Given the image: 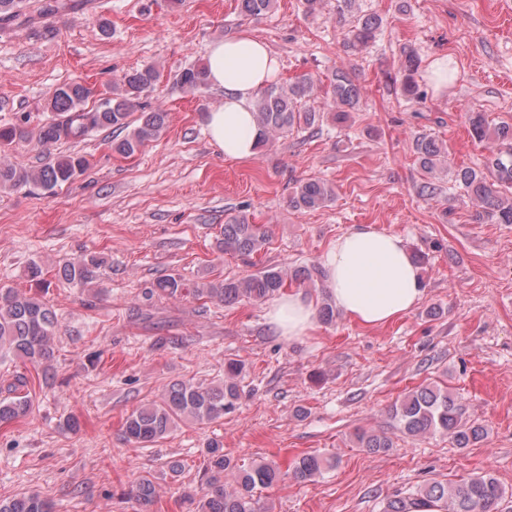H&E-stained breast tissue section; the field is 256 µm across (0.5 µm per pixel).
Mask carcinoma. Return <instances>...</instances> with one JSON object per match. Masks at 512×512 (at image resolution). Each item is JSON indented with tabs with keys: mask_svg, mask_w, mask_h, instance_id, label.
Segmentation results:
<instances>
[{
	"mask_svg": "<svg viewBox=\"0 0 512 512\" xmlns=\"http://www.w3.org/2000/svg\"><path fill=\"white\" fill-rule=\"evenodd\" d=\"M355 0H337L339 18L349 15L352 25L345 34L348 48L357 51L375 41L381 20L374 14L354 12ZM79 6V0H40L39 17H57L70 14ZM240 12L253 19L270 14L275 0H239ZM33 17L22 16L17 0H0V29L32 24ZM419 58L406 55L402 92L412 99L420 97L415 74ZM159 71L153 65L124 73L112 84L109 93L95 101L91 88L70 83L55 88L42 105L55 118L30 125V116L17 122L0 125V152L19 144L33 143L49 151L62 142L85 139L92 132L104 128L123 129L127 135L112 141V152L129 158L148 143L156 140L164 130L167 113L146 110L142 98L158 81ZM181 87L196 93L208 85L207 65H193L179 76ZM331 110L334 119L343 122L360 105L361 88L351 73L338 67L332 73L330 84ZM317 83L311 76H302L291 82H276L261 90L253 104L257 124L264 131L260 143L286 137L311 129L323 121L324 113L307 105L314 96ZM138 111L136 124L129 121ZM468 131L478 142L494 141L497 153L490 156L484 168L462 167L455 174V182L464 195L478 207L477 221L494 224H512V123H489L485 113L466 112ZM412 151L420 168L427 174L435 172L444 161L447 149L436 139L422 134L415 138ZM87 168V160L77 153L54 156L39 168H17L0 161V190L22 188L40 189L52 194L63 185L73 182ZM333 186L321 179L301 183L288 199V205L300 211H313L335 200ZM269 232L264 224H255L245 214L229 217L217 239V250L223 254L253 256L264 250ZM102 265L95 256L64 258L59 261L55 277L69 287L90 288L97 280ZM28 272L36 281L39 292L29 294L16 288H0V360L11 356L43 368L51 369L53 340L58 332V320L51 306L44 300L47 284L41 280V267L33 263ZM311 281L313 274L306 267L288 272L280 267L267 266L242 278L204 280L196 283L191 295L197 300L217 301L226 306L241 302L258 303L278 294L287 281ZM178 297L183 295V283L174 276L157 279L149 295ZM245 364L230 361L225 365L224 378L207 386L191 380H176L162 392L128 415L122 425V436L128 444L149 448L169 437L182 423L210 425L233 412L242 398ZM33 409L29 392L8 390L0 397V425L27 417ZM396 427L409 435L444 434L461 448L483 439L482 427L469 425L463 419L458 399L448 390L434 386H419L392 406ZM360 447L381 451L391 447L384 436L361 431L356 434ZM334 466L320 454H303L286 466L263 459L237 467L224 455L219 442L210 443L203 450V466L199 475L200 487L190 498L193 512H271L261 504L258 492L290 476L303 482L311 481ZM235 472L234 483L224 484V473ZM139 505L148 507L157 500L155 476L147 471L135 481L129 493ZM512 500L507 490L489 471L476 472L460 483L432 482L417 491V500H436L443 503L445 512H499V505ZM0 512H53L51 501L38 494H20L0 498Z\"/></svg>",
	"mask_w": 512,
	"mask_h": 512,
	"instance_id": "carcinoma-1",
	"label": "carcinoma"
}]
</instances>
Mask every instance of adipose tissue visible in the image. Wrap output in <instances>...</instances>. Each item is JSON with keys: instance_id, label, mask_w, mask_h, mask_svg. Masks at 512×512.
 <instances>
[{"instance_id": "ef3b65f1", "label": "adipose tissue", "mask_w": 512, "mask_h": 512, "mask_svg": "<svg viewBox=\"0 0 512 512\" xmlns=\"http://www.w3.org/2000/svg\"><path fill=\"white\" fill-rule=\"evenodd\" d=\"M207 66L210 84L224 92L207 116L210 140L226 159H250L260 139L253 102L277 78L279 58L264 41L243 32L212 43ZM322 266L336 308L365 327L396 320L424 297L419 268L405 240L394 233L366 227L344 233L326 250ZM269 318L282 335L302 336L313 328L316 309L288 294L274 301Z\"/></svg>"}]
</instances>
